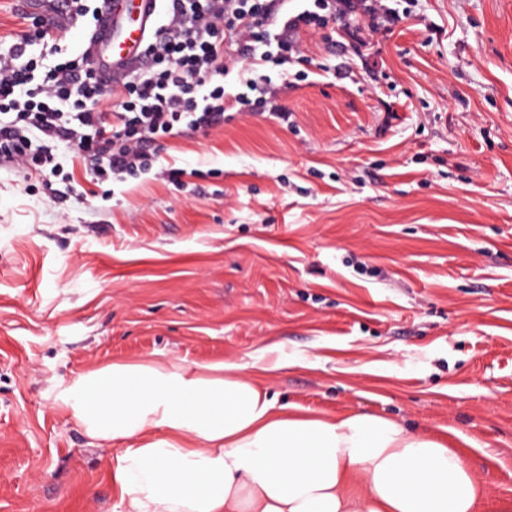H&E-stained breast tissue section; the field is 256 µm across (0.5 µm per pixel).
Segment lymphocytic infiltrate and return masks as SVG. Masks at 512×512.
<instances>
[{"mask_svg": "<svg viewBox=\"0 0 512 512\" xmlns=\"http://www.w3.org/2000/svg\"><path fill=\"white\" fill-rule=\"evenodd\" d=\"M283 0H165L164 20L146 52L151 64L105 84L87 57H69L52 26L0 46V166L17 165L59 176L55 149L75 146L93 176L119 177L147 168L160 138L205 132L224 123L227 106L257 112L274 104L265 66L280 70L297 45L290 31L323 24L329 0H310L292 16ZM246 59L239 93L217 75L228 55Z\"/></svg>", "mask_w": 512, "mask_h": 512, "instance_id": "obj_1", "label": "lymphocytic infiltrate"}]
</instances>
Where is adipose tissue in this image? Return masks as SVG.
Instances as JSON below:
<instances>
[{
	"label": "adipose tissue",
	"instance_id": "ef3b65f1",
	"mask_svg": "<svg viewBox=\"0 0 512 512\" xmlns=\"http://www.w3.org/2000/svg\"><path fill=\"white\" fill-rule=\"evenodd\" d=\"M59 399L113 444L118 512H480L484 500L445 441L371 413L300 412L236 364L115 362Z\"/></svg>",
	"mask_w": 512,
	"mask_h": 512
}]
</instances>
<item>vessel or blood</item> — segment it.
Masks as SVG:
<instances>
[{"label":"vessel or blood","instance_id":"1","mask_svg":"<svg viewBox=\"0 0 512 512\" xmlns=\"http://www.w3.org/2000/svg\"><path fill=\"white\" fill-rule=\"evenodd\" d=\"M100 4L86 51L101 76L115 77L132 67L153 39L160 0H100Z\"/></svg>","mask_w":512,"mask_h":512}]
</instances>
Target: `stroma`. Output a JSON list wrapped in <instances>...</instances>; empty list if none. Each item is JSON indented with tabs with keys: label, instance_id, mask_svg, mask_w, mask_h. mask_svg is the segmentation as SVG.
<instances>
[{
	"label": "stroma",
	"instance_id": "obj_1",
	"mask_svg": "<svg viewBox=\"0 0 512 512\" xmlns=\"http://www.w3.org/2000/svg\"><path fill=\"white\" fill-rule=\"evenodd\" d=\"M301 51L287 120L228 110L57 204L0 169V512H114L58 394L114 362L268 365L280 402L448 442L512 500V0H412ZM183 170L172 183L169 169Z\"/></svg>",
	"mask_w": 512,
	"mask_h": 512
}]
</instances>
